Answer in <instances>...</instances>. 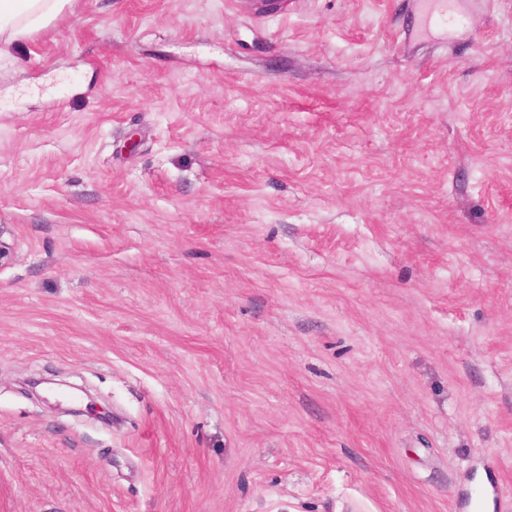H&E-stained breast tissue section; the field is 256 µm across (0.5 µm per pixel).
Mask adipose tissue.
<instances>
[{
	"mask_svg": "<svg viewBox=\"0 0 512 512\" xmlns=\"http://www.w3.org/2000/svg\"><path fill=\"white\" fill-rule=\"evenodd\" d=\"M69 0H0V38L9 40L47 28Z\"/></svg>",
	"mask_w": 512,
	"mask_h": 512,
	"instance_id": "1",
	"label": "adipose tissue"
}]
</instances>
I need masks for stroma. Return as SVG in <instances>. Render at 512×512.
Here are the masks:
<instances>
[{
  "label": "stroma",
  "instance_id": "35a3bbf8",
  "mask_svg": "<svg viewBox=\"0 0 512 512\" xmlns=\"http://www.w3.org/2000/svg\"><path fill=\"white\" fill-rule=\"evenodd\" d=\"M416 3L0 41V512H512V0ZM419 9L426 24L443 27L448 24L447 0H420Z\"/></svg>",
  "mask_w": 512,
  "mask_h": 512
}]
</instances>
